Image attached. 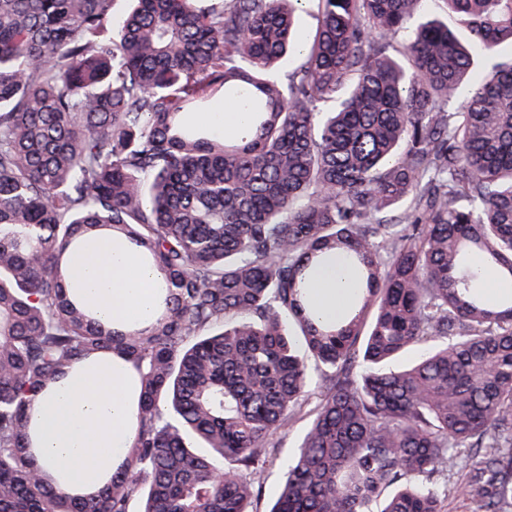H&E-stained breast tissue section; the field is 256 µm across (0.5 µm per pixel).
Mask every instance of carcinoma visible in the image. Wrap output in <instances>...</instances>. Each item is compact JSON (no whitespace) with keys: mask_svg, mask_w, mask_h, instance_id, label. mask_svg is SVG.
Returning <instances> with one entry per match:
<instances>
[{"mask_svg":"<svg viewBox=\"0 0 512 512\" xmlns=\"http://www.w3.org/2000/svg\"><path fill=\"white\" fill-rule=\"evenodd\" d=\"M114 2L0 0V512H249L310 357L324 395L270 512H444L465 448L477 512H512V295L472 265L512 280V0H443L466 39L420 0H317L304 53L305 0ZM201 106L248 121L189 125ZM100 233L163 275L150 326L70 294ZM334 254L358 294L326 325L305 283ZM112 352L139 375L131 448L57 491L34 403ZM478 288L489 301H496L504 293H512V283L504 281L491 270H482Z\"/></svg>","mask_w":512,"mask_h":512,"instance_id":"1","label":"carcinoma"}]
</instances>
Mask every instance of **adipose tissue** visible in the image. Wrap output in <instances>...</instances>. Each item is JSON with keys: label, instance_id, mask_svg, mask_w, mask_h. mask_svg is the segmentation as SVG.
<instances>
[{"label": "adipose tissue", "instance_id": "ef3b65f1", "mask_svg": "<svg viewBox=\"0 0 512 512\" xmlns=\"http://www.w3.org/2000/svg\"><path fill=\"white\" fill-rule=\"evenodd\" d=\"M68 287L105 322L148 326L158 304L159 271L143 264L121 241L100 236L84 242L68 258ZM309 294L326 323L343 320L355 299V275L333 255L313 273Z\"/></svg>", "mask_w": 512, "mask_h": 512}]
</instances>
